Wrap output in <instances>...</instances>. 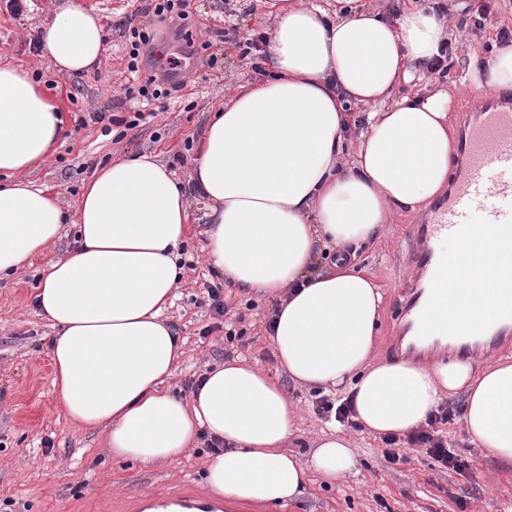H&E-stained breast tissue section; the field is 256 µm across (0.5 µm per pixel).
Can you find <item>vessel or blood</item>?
I'll use <instances>...</instances> for the list:
<instances>
[{
	"label": "vessel or blood",
	"mask_w": 512,
	"mask_h": 512,
	"mask_svg": "<svg viewBox=\"0 0 512 512\" xmlns=\"http://www.w3.org/2000/svg\"><path fill=\"white\" fill-rule=\"evenodd\" d=\"M461 164L447 199L416 225L410 261L422 280L408 286L396 308L405 332L396 339L399 355L443 346L449 354L469 355L481 337L448 335L430 322L437 294L431 291L448 265L444 240L462 235L467 225L494 224L512 232V100L493 95L463 112L460 134Z\"/></svg>",
	"instance_id": "vessel-or-blood-1"
}]
</instances>
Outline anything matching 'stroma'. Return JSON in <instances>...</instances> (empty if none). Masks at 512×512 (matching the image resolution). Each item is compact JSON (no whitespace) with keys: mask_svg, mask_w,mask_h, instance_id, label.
I'll list each match as a JSON object with an SVG mask.
<instances>
[{"mask_svg":"<svg viewBox=\"0 0 512 512\" xmlns=\"http://www.w3.org/2000/svg\"><path fill=\"white\" fill-rule=\"evenodd\" d=\"M69 0H0V61L31 67L44 90L56 98L65 115L64 132L55 153L23 172V179L58 193L64 207L75 210L83 183L94 169L134 154L150 153L189 179L194 151L189 142L200 135L209 113L240 87L254 80L240 58V45L259 33H270L276 9L270 0H188L186 22L163 20L143 0H82L104 22L106 51L88 73L64 76L50 62L31 52L49 18ZM453 30L466 34L471 18L465 4L488 6L495 25L512 27V0H442ZM134 16L136 26L154 35V55L144 57L138 72L128 70L131 48L120 22ZM210 42L209 50L186 56L187 40ZM473 53L457 51L447 77L427 75L424 87L447 84L455 104H477L469 72ZM215 67H207L208 55ZM179 59L184 88L180 97L145 100L138 88L158 69L159 58ZM152 113L151 122L122 131L129 113ZM116 118L111 133L92 121L91 113ZM207 200L189 197V234L182 259L194 262L184 270L166 319L183 340L179 367L166 384L189 398L192 381L215 365L242 357L279 383L300 409L298 430L286 449L310 460L328 430L313 410L321 390L294 384L279 367L265 329L272 299L225 284L228 318L244 316L248 327L241 340L229 343L223 333H207L213 322L206 290L216 282L207 261ZM413 223L394 217L376 241L359 253L356 263L367 269L384 295L375 336L376 358H388L386 339L397 333L394 311L405 283L413 276L407 264ZM43 263L24 265L0 279V512H140L148 495L195 496L205 491L204 470L212 455L196 442L179 460L145 464L113 458L106 431L86 432L74 426L59 407L52 386L50 338L54 331L33 302ZM356 467L342 479L328 481L310 472L302 496L283 512H512V464L502 463L473 444L462 420L442 425L441 434L470 468L464 474L437 472L420 449H409L405 463L388 464L380 439L363 430L346 429Z\"/></svg>","mask_w":512,"mask_h":512,"instance_id":"35a3bbf8","label":"stroma"}]
</instances>
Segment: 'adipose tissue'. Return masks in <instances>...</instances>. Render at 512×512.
<instances>
[{
	"instance_id": "1",
	"label": "adipose tissue",
	"mask_w": 512,
	"mask_h": 512,
	"mask_svg": "<svg viewBox=\"0 0 512 512\" xmlns=\"http://www.w3.org/2000/svg\"><path fill=\"white\" fill-rule=\"evenodd\" d=\"M276 8L272 77L212 113L196 146L191 179L210 203L211 262L239 287L273 297L293 287L271 335L280 365L304 385H349L369 434H407L461 392L472 442L512 461L511 360L480 372L457 359L374 361L380 288L349 263L313 267L316 247L366 246L390 215L418 212L447 183L452 95L394 94L439 56L444 16L430 0L396 25L364 10L325 21L302 0ZM41 43L58 73H82L104 52L101 18L70 0ZM471 81L512 90V45L485 56ZM352 103L374 110L360 123L346 110ZM63 126L29 69L0 65V276L45 261L35 300L56 331L52 383L65 416L91 432L107 427L112 457L144 463L178 460L206 432L225 445L207 465L211 495L254 512L302 495L309 470L330 480L352 472L341 436H325L307 463L285 452L297 410L242 359L206 371L190 401L166 389L181 354L162 315L182 274L185 189L166 165L139 155L102 166L66 215L56 194L19 177L55 152ZM68 220L74 249L48 257ZM509 279L512 236L469 225L448 251L434 318L453 335L485 331Z\"/></svg>"
}]
</instances>
